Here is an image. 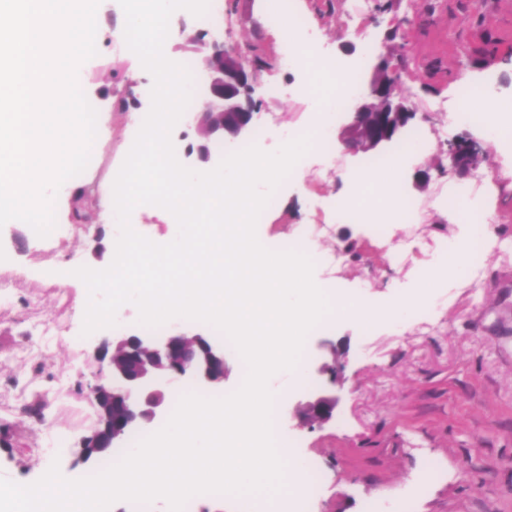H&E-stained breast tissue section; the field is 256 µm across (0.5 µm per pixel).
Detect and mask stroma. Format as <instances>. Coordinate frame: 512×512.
I'll return each mask as SVG.
<instances>
[{
    "instance_id": "1",
    "label": "stroma",
    "mask_w": 512,
    "mask_h": 512,
    "mask_svg": "<svg viewBox=\"0 0 512 512\" xmlns=\"http://www.w3.org/2000/svg\"><path fill=\"white\" fill-rule=\"evenodd\" d=\"M228 47L250 48L264 59L254 83L261 109L257 128L266 132L265 151L280 148L284 131L308 130L313 103L300 94L273 96L276 83L301 84V71L281 65V34L269 21L267 0H223ZM309 29L320 38L319 54L356 66L369 88L377 55L389 56L401 88L423 117L426 150L407 160L398 177L399 195L412 205L410 217L390 227L388 239L374 236L363 220L340 217L338 203L350 194L351 172L364 168L332 146L329 155L307 152L301 169L279 186L280 200L256 227L268 249L308 241L318 260L313 278L336 297L366 298L387 305L412 296L418 275L464 227L451 206L452 192L465 185L491 224L492 247L477 280L434 289L421 316L397 324L384 319L370 329L328 311L327 321L306 343L309 368L335 367L340 397L330 421L312 426L289 418L312 389L289 388L287 372L271 377L282 436L320 473L317 491L303 512H512V149L487 143L478 124L458 121L460 87L493 86L496 99L512 106V0H294ZM101 37L95 57L77 74L80 88L106 129L92 151L98 157L81 179H68L55 200V221H70L76 183L114 179L125 158L129 115L118 106L128 85L148 77L137 56H116L112 42L125 29L117 0L99 9ZM472 138L484 159L459 176L448 172V145ZM430 178L417 180L420 169ZM132 228L155 243L174 238L175 219L164 209H134ZM27 225L0 227V476L19 484L40 479L58 464L69 479L89 476L97 461L76 464L79 440L90 434L95 410L77 391L99 370L103 339L143 334L136 318L83 335L78 286L60 287V267L107 265L112 261L115 224L84 229L40 245L18 247ZM40 404L42 421L24 416ZM63 437L62 447L38 452L46 434Z\"/></svg>"
}]
</instances>
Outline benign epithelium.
Returning a JSON list of instances; mask_svg holds the SVG:
<instances>
[{
	"label": "benign epithelium",
	"instance_id": "obj_1",
	"mask_svg": "<svg viewBox=\"0 0 512 512\" xmlns=\"http://www.w3.org/2000/svg\"><path fill=\"white\" fill-rule=\"evenodd\" d=\"M181 32L195 44L200 55L203 92L198 108L188 117L197 143L187 149L192 165L206 168L210 146L230 139L244 141L252 136L259 110L253 98L255 70L249 53L227 48L220 33L195 31L181 23ZM371 97L356 94L345 110L347 121L336 129L340 144L354 153H376L391 146L416 119L417 107L403 93L390 61L379 56L373 65ZM483 156L481 144L464 138L449 144L448 170L468 172ZM205 336L177 333L169 336H114L99 348L97 360L106 374L79 392L86 393L95 409L91 434L80 448L97 451L122 448L126 436L151 425L166 407L164 397L172 384L190 378L199 386L224 385V349L204 343ZM338 403L334 394H318L303 405L310 423L323 424L333 417Z\"/></svg>",
	"mask_w": 512,
	"mask_h": 512
}]
</instances>
